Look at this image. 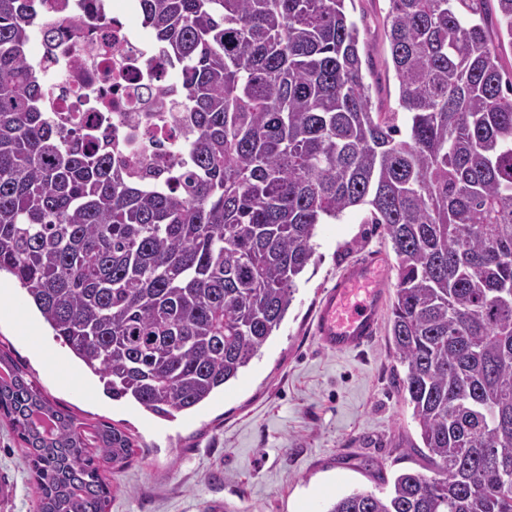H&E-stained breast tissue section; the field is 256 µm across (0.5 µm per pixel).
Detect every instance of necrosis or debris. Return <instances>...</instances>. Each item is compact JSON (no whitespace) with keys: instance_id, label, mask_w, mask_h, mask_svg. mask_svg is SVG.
Masks as SVG:
<instances>
[{"instance_id":"1","label":"necrosis or debris","mask_w":512,"mask_h":512,"mask_svg":"<svg viewBox=\"0 0 512 512\" xmlns=\"http://www.w3.org/2000/svg\"><path fill=\"white\" fill-rule=\"evenodd\" d=\"M138 8L137 0H61L39 17L40 31H52L56 41L37 59L48 77L50 111L97 127L101 149L136 173L174 162L180 137L171 115L185 109L184 94L147 95L167 62L131 32Z\"/></svg>"}]
</instances>
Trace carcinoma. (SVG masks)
Masks as SVG:
<instances>
[{
    "mask_svg": "<svg viewBox=\"0 0 512 512\" xmlns=\"http://www.w3.org/2000/svg\"><path fill=\"white\" fill-rule=\"evenodd\" d=\"M0 0V272L119 401L174 418L239 378L294 300L317 224L369 207L397 261L388 336L432 475L326 512H512V80L489 0H390L398 113L375 112L347 0H141L185 83L184 155L139 173L46 109L32 20ZM512 45V0H497ZM38 512H108L132 456L0 382Z\"/></svg>",
    "mask_w": 512,
    "mask_h": 512,
    "instance_id": "obj_1",
    "label": "carcinoma"
}]
</instances>
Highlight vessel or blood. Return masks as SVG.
<instances>
[{
    "instance_id": "obj_1",
    "label": "vessel or blood",
    "mask_w": 512,
    "mask_h": 512,
    "mask_svg": "<svg viewBox=\"0 0 512 512\" xmlns=\"http://www.w3.org/2000/svg\"><path fill=\"white\" fill-rule=\"evenodd\" d=\"M385 284L379 263L350 264L319 307L315 324L319 344L337 352L364 348L379 330Z\"/></svg>"
}]
</instances>
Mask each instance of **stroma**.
Here are the masks:
<instances>
[{
  "instance_id": "obj_1",
  "label": "stroma",
  "mask_w": 512,
  "mask_h": 512,
  "mask_svg": "<svg viewBox=\"0 0 512 512\" xmlns=\"http://www.w3.org/2000/svg\"><path fill=\"white\" fill-rule=\"evenodd\" d=\"M389 0H354L365 80L377 112L398 108L399 84L385 34ZM369 210H347L318 225L315 254L296 281L285 318L257 357L209 405L160 419L107 398L98 378L54 339L10 275L11 313L0 312V351L47 399L87 428L108 423L134 442L128 465L111 472L117 491L109 512H326L355 489L377 490L404 470L427 472L418 429L399 388L403 370L386 331L359 352L323 349L315 337L319 303L350 263L397 261ZM49 349L35 356L28 337ZM11 492L0 512H37L34 474L10 422L0 416V484Z\"/></svg>"
}]
</instances>
